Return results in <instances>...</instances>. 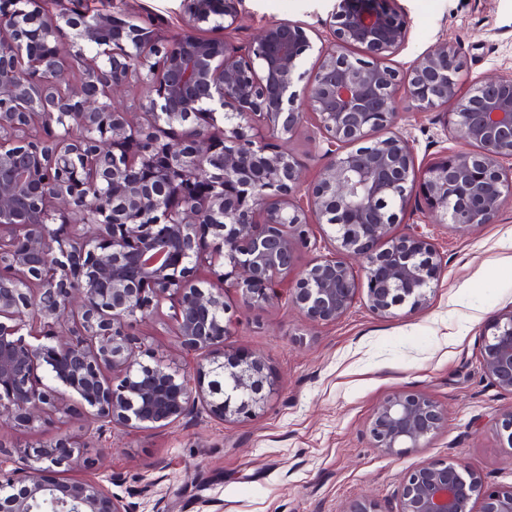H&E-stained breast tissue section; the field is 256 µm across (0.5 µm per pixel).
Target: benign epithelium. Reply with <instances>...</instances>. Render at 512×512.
Returning <instances> with one entry per match:
<instances>
[{
    "label": "benign epithelium",
    "mask_w": 512,
    "mask_h": 512,
    "mask_svg": "<svg viewBox=\"0 0 512 512\" xmlns=\"http://www.w3.org/2000/svg\"><path fill=\"white\" fill-rule=\"evenodd\" d=\"M58 2L52 15L39 0L0 7L1 423L32 431L73 396L99 434L167 427L200 408L245 417L277 380L261 359L224 352L227 281L253 307L285 291L313 323L341 318L361 289L377 316L419 309L441 259L419 226L393 231L412 200L432 222L463 227L495 223L512 201V79L464 83L446 41L402 73L392 58L410 27L394 0H336L308 73L297 22L245 43L197 34L237 29L242 0H186V29L172 38L156 20ZM64 65L82 69L79 82L60 85ZM131 84L146 91L137 106L107 102ZM401 96L442 110L463 148L419 168L395 130ZM308 114L325 159L310 183L290 150L266 143L290 142ZM314 224L330 227L334 252L298 272ZM203 264L207 288L194 278ZM166 300L180 346L197 355L191 371L137 357L131 323ZM481 370L512 391V310L485 327ZM446 419L425 394L397 392L368 434L397 456L428 447ZM79 448L67 437L19 452L0 443V512H131L98 482L46 478ZM342 512L381 510L363 495ZM395 512H512V486L488 492L464 462L425 459Z\"/></svg>",
    "instance_id": "7a95c632"
}]
</instances>
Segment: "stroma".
Returning a JSON list of instances; mask_svg holds the SVG:
<instances>
[{
    "mask_svg": "<svg viewBox=\"0 0 512 512\" xmlns=\"http://www.w3.org/2000/svg\"><path fill=\"white\" fill-rule=\"evenodd\" d=\"M117 17H162L166 32L185 27L183 0H86ZM335 0H244L235 38L246 41L273 21L313 27L304 64L321 48L318 33ZM410 36L394 58L408 68L437 41L458 46L462 77H512V0H396ZM397 131L408 137L418 165L459 149L438 111L398 101ZM315 126L303 124L288 148L306 179L324 159ZM442 258L443 270L425 308L379 318L357 297L333 322L312 323L287 299L260 309L235 288L224 290L231 334L227 352L265 360L280 390L255 414L225 422L201 413L165 428L102 435L78 404L47 416L38 432L0 425V440L19 449L63 436L83 443L80 463L53 473L55 481L88 479L108 486L133 512H343L356 497L375 498L393 512L408 471L427 458L459 460L481 476L485 489L512 486V447L497 423L512 411V393L480 370L481 334L494 315L512 309V205L497 223L468 229L432 223L410 210ZM170 303L130 331L159 356L194 366L172 330ZM398 391L422 392L448 413L423 451L398 457L373 448L367 425L376 407Z\"/></svg>",
    "mask_w": 512,
    "mask_h": 512,
    "instance_id": "35a3bbf8",
    "label": "stroma"
}]
</instances>
